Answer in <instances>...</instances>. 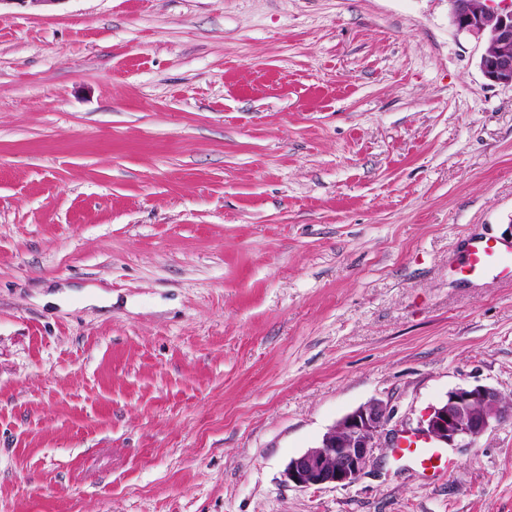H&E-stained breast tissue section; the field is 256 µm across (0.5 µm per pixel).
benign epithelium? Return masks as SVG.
Instances as JSON below:
<instances>
[{
	"instance_id": "obj_1",
	"label": "benign epithelium",
	"mask_w": 512,
	"mask_h": 512,
	"mask_svg": "<svg viewBox=\"0 0 512 512\" xmlns=\"http://www.w3.org/2000/svg\"><path fill=\"white\" fill-rule=\"evenodd\" d=\"M453 25L484 45L480 69L498 85L512 87V0H448ZM504 395L494 387H458L430 408L416 431L450 448H469L492 427L512 417ZM393 413L371 400L345 415L317 446L291 459L285 469L297 487L348 486L356 482L373 458Z\"/></svg>"
}]
</instances>
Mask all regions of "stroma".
<instances>
[{
	"label": "stroma",
	"mask_w": 512,
	"mask_h": 512,
	"mask_svg": "<svg viewBox=\"0 0 512 512\" xmlns=\"http://www.w3.org/2000/svg\"><path fill=\"white\" fill-rule=\"evenodd\" d=\"M448 0H0V512H512V421L352 485L378 399L512 398V88ZM491 266H497L512 276V251L486 240L467 249L461 272L467 276L479 275ZM393 417L380 400H371L345 415L330 428L316 447L292 458L285 469L297 487L348 486L364 473L374 448Z\"/></svg>",
	"instance_id": "obj_1"
}]
</instances>
